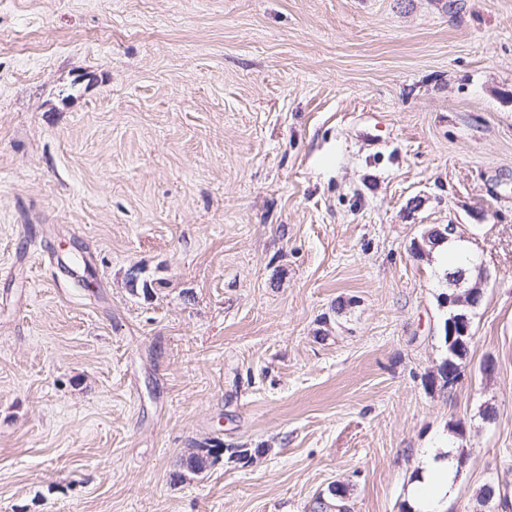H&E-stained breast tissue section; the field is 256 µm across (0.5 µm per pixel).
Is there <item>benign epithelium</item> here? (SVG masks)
I'll return each instance as SVG.
<instances>
[{
    "mask_svg": "<svg viewBox=\"0 0 512 512\" xmlns=\"http://www.w3.org/2000/svg\"><path fill=\"white\" fill-rule=\"evenodd\" d=\"M455 235V227L448 224L442 228L429 231L423 242L415 246L418 253L426 252V246H435L445 240H451ZM484 296V289L469 288L465 296L450 290L441 297V306L448 309V318L445 323V339L448 346V363L442 367L443 381L456 383L464 375L465 350L473 340L471 332V312L477 308Z\"/></svg>",
    "mask_w": 512,
    "mask_h": 512,
    "instance_id": "obj_1",
    "label": "benign epithelium"
}]
</instances>
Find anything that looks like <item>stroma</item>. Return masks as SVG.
I'll return each mask as SVG.
<instances>
[{"label": "stroma", "mask_w": 512, "mask_h": 512, "mask_svg": "<svg viewBox=\"0 0 512 512\" xmlns=\"http://www.w3.org/2000/svg\"><path fill=\"white\" fill-rule=\"evenodd\" d=\"M444 445L512 497V0H5L0 512H408ZM448 289V293L441 297V306L448 308L445 323L448 363L442 367L441 376L444 382L455 384L464 375L463 360L467 356L464 350H468L473 340L470 315L482 301L484 288H468L463 297H459L453 288Z\"/></svg>", "instance_id": "35a3bbf8"}]
</instances>
